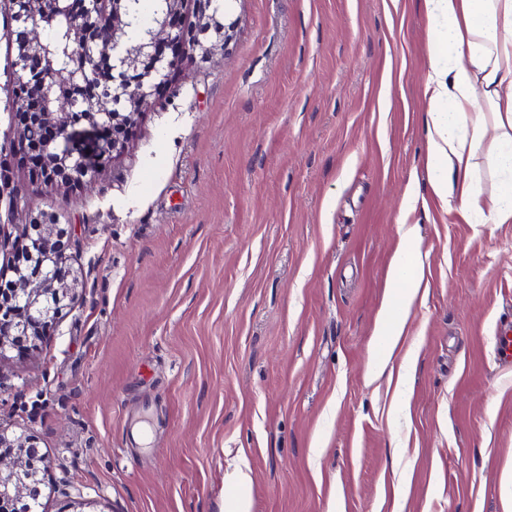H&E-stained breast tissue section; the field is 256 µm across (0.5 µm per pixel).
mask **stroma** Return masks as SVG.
I'll list each match as a JSON object with an SVG mask.
<instances>
[{
    "label": "stroma",
    "instance_id": "1",
    "mask_svg": "<svg viewBox=\"0 0 512 512\" xmlns=\"http://www.w3.org/2000/svg\"><path fill=\"white\" fill-rule=\"evenodd\" d=\"M233 14L227 51L184 56L72 190L21 159L0 0V272L49 213L80 279L45 335L0 350V428L44 457L42 512H224L235 495L250 512H512V365L494 351L512 221L468 223L431 188L423 0ZM402 222L423 283L376 378ZM142 410L153 445L134 448Z\"/></svg>",
    "mask_w": 512,
    "mask_h": 512
}]
</instances>
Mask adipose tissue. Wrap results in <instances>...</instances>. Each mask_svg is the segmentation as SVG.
Wrapping results in <instances>:
<instances>
[{"label":"adipose tissue","mask_w":512,"mask_h":512,"mask_svg":"<svg viewBox=\"0 0 512 512\" xmlns=\"http://www.w3.org/2000/svg\"><path fill=\"white\" fill-rule=\"evenodd\" d=\"M434 39L424 76L431 184L449 211L473 224L512 221V0H424ZM486 157L498 187L484 193L474 171ZM383 332L400 336L417 296L419 243L400 225Z\"/></svg>","instance_id":"obj_1"}]
</instances>
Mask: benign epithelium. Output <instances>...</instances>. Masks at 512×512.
<instances>
[{"mask_svg":"<svg viewBox=\"0 0 512 512\" xmlns=\"http://www.w3.org/2000/svg\"><path fill=\"white\" fill-rule=\"evenodd\" d=\"M153 26H140L141 0H12L17 54L12 94L21 102L15 122L26 154L40 153V175L48 181L83 184L97 165L126 145L148 99L167 85L183 54L209 57L224 50L238 20L225 22L234 0H195L197 22L185 29V0H152ZM65 31V45L34 36L39 28ZM170 53H159L158 32ZM112 103V108L103 102ZM87 123L99 132L97 163L73 156L69 129ZM27 265L15 288L0 297V351L38 334L78 286L64 266L62 232L53 216L31 224ZM0 506L22 501L23 512H38L41 480L29 460L38 450L20 434L0 429Z\"/></svg>","mask_w":512,"mask_h":512,"instance_id":"1","label":"benign epithelium"}]
</instances>
